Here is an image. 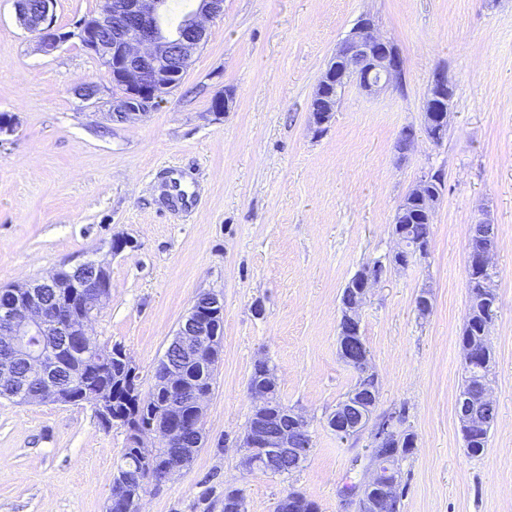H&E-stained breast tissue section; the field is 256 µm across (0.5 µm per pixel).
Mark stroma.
<instances>
[{"label":"stroma","instance_id":"obj_1","mask_svg":"<svg viewBox=\"0 0 512 512\" xmlns=\"http://www.w3.org/2000/svg\"><path fill=\"white\" fill-rule=\"evenodd\" d=\"M370 16L404 62L403 86L369 97L349 86L327 128L309 107L336 44ZM208 37L165 100L140 122L75 95L116 91L78 40L38 51L0 0V113L18 119L0 146V288L41 281L92 258L112 293L100 343L123 346L150 391L196 297L224 300L222 354L190 465L147 489L143 512H223L239 488L247 512H276L295 489L318 512H356L373 472L367 436L342 439L327 418L356 375L337 353L340 296L395 247V209L417 178L441 171L428 252L386 272L362 312L379 374L377 413L416 435L400 464V512H512V0H224ZM443 70L453 87L442 144L421 112ZM232 96L228 112L213 99ZM413 148L398 153L403 129ZM496 227L497 303L488 345L497 415L468 455L456 415L464 377L467 242ZM126 247L112 252L114 239ZM432 309L418 318L416 298ZM278 374L282 402L310 421L312 452L288 476L246 472L235 443L253 411L255 361ZM127 444L88 403L0 399V512H105Z\"/></svg>","mask_w":512,"mask_h":512}]
</instances>
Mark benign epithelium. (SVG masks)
<instances>
[{"mask_svg": "<svg viewBox=\"0 0 512 512\" xmlns=\"http://www.w3.org/2000/svg\"><path fill=\"white\" fill-rule=\"evenodd\" d=\"M56 0H39L31 7L28 0H16L18 19L25 29L35 34L41 53L51 55L60 46L77 39L106 68L107 76L120 96L112 99V119L134 122L146 116L176 87L177 76L186 71L195 53L207 39L206 22L224 14V0H197L196 7L185 17L181 33L166 30L161 23L163 0H105L106 8L81 18L74 29L63 31L55 23ZM404 75V60L396 45L382 35L369 17L360 18L339 43L322 72L310 103L311 122L319 132L333 118L340 101V91L356 85L367 96H376L400 85ZM453 88L448 75L434 73L423 102L422 123L427 138L435 143L446 134L450 125ZM433 174H422L408 194L421 198L426 209L433 213L440 196L427 191ZM397 247L388 263L375 261L364 266L344 289V301L337 334L339 358L356 374V383L331 414L329 425L345 438L370 431L369 447L375 456L376 471L362 486L357 499V512H395L396 488L399 484L398 464L387 445L398 434L395 421L376 416L379 398V376L372 363L363 355L365 345L361 334L362 310L368 296L381 281L386 265L406 268L413 259H421L427 247H409L401 232L393 233ZM496 250L494 224L485 222L481 235L468 246L473 279L480 288L484 314H491L497 302L493 270ZM66 279L75 288H84L86 308L80 322H73L72 302L55 294L54 301L46 302L42 290L61 288L60 279ZM112 284L107 277L105 263L87 259L74 267L54 273L51 278L26 285L13 291L11 304L0 308V345L8 354L0 356V385L11 386L14 375L11 356L25 358L32 374L40 383L37 399L66 405L82 399L95 408L101 424L110 428L123 426L134 452L140 460L149 461L163 448H178L184 444L189 431L198 438L204 435V405L208 390L193 393L190 414L180 411L174 393L182 388L180 371L169 366L158 368L157 375L167 390V400L159 409L164 420L143 424L137 411L112 414L115 400L103 393L82 389L73 393L77 382L61 384L57 371L61 367L60 349L53 345L54 336L65 337V343L82 348L85 355L97 351V342L91 325L95 315L110 296ZM224 315L223 298L215 293L204 295V301L194 302L179 323L171 342L192 354L200 365L212 366L218 359L221 344L217 339V319ZM464 362L468 367L481 365L482 387L478 399L465 396L457 410L461 431L467 437L483 432L487 422L479 415L484 402L492 401L490 376L492 367L487 359L473 358V346L462 340ZM120 360L126 381L131 385L130 395L139 394L138 374L131 356L120 346L107 349L105 358ZM266 382L250 387L254 410L268 407L270 393L277 385V374L267 361L258 360ZM308 431V419L293 408L288 410V426L276 429L247 428L239 436L240 465L252 469L250 459L256 448L262 457H293L302 459L310 453L298 447V436ZM132 482L129 474H118L112 482V501L119 512H141L142 494L125 491Z\"/></svg>", "mask_w": 512, "mask_h": 512, "instance_id": "obj_1", "label": "benign epithelium"}]
</instances>
